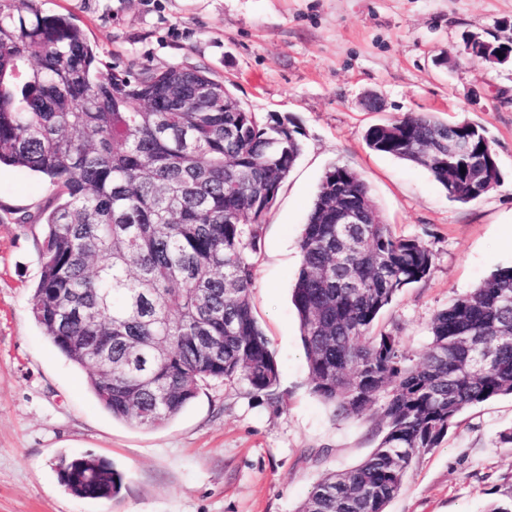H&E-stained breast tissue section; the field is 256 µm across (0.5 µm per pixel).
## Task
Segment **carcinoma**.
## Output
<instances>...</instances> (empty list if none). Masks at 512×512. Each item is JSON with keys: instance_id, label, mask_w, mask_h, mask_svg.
<instances>
[{"instance_id": "cac0c4a2", "label": "carcinoma", "mask_w": 512, "mask_h": 512, "mask_svg": "<svg viewBox=\"0 0 512 512\" xmlns=\"http://www.w3.org/2000/svg\"><path fill=\"white\" fill-rule=\"evenodd\" d=\"M41 0H0V165L54 189L42 223L32 314L58 351L88 370L116 419L167 423L211 381L243 380L273 399L278 367L252 308L260 229L302 152L274 114L224 111L225 84L200 67H100L70 18ZM448 138L465 161L429 167L455 201L499 184L483 128L405 113L370 127L374 152L427 165ZM340 208L375 217L347 165L324 173L299 237L292 290L313 393L342 417L378 399L385 434L360 464L326 474L298 512H386L416 459L466 409L512 394V266L439 311L418 361L373 323L423 280L433 252L389 225L338 224ZM81 498L119 494L124 476L91 457L63 459ZM488 512H512V482Z\"/></svg>"}]
</instances>
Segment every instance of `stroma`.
Here are the masks:
<instances>
[{
    "label": "stroma",
    "mask_w": 512,
    "mask_h": 512,
    "mask_svg": "<svg viewBox=\"0 0 512 512\" xmlns=\"http://www.w3.org/2000/svg\"><path fill=\"white\" fill-rule=\"evenodd\" d=\"M85 32L104 64L206 68L259 117L295 128L303 150L264 218L253 255L255 315L278 366L275 400L239 381L208 383L163 426L112 418L33 318L36 215L49 182L0 167V512H297L327 473L365 459L384 434L379 406L335 416L312 391L291 288L299 233L324 172L353 168L391 231L423 240L429 275L398 293L374 333L419 359L434 315L512 265V65L456 57L477 35L512 43V0H43ZM452 61H445V54ZM372 94L383 111L363 106ZM408 112L482 127L502 183L460 203L419 165L370 150L368 127ZM512 395L467 409L422 455L387 512H485L512 477ZM121 471L112 500L80 498L61 458Z\"/></svg>",
    "instance_id": "stroma-1"
}]
</instances>
